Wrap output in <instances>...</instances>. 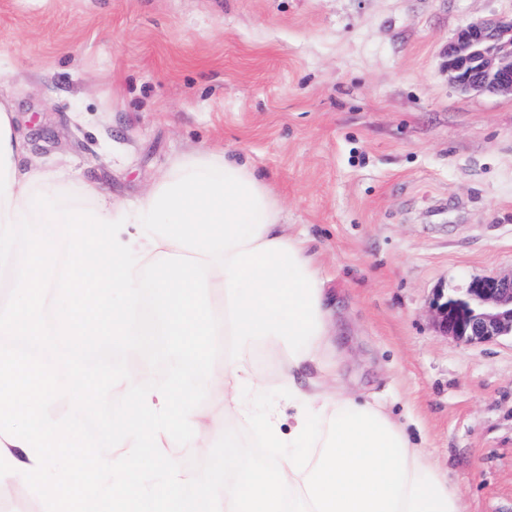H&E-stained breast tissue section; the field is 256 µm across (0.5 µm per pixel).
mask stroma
Here are the masks:
<instances>
[{
	"mask_svg": "<svg viewBox=\"0 0 512 512\" xmlns=\"http://www.w3.org/2000/svg\"><path fill=\"white\" fill-rule=\"evenodd\" d=\"M512 0H0V102L56 200L143 197L200 152L249 160L336 311V379L462 494L512 512V338L443 334L449 289L512 271V97L448 44Z\"/></svg>",
	"mask_w": 512,
	"mask_h": 512,
	"instance_id": "35a3bbf8",
	"label": "stroma"
}]
</instances>
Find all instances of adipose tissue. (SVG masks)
I'll return each mask as SVG.
<instances>
[{"label": "adipose tissue", "instance_id": "ef3b65f1", "mask_svg": "<svg viewBox=\"0 0 512 512\" xmlns=\"http://www.w3.org/2000/svg\"><path fill=\"white\" fill-rule=\"evenodd\" d=\"M26 153L27 143L14 133L12 113L1 103L0 278L7 281L10 296L0 302V336L39 335L49 305L56 326L75 345L98 335L93 320L101 313L111 318L113 344L123 345L128 320L141 300L144 265L164 253H178V246L162 238L152 244L127 231L138 208L151 203L148 194L138 205L116 207L97 183L87 182L83 190L99 200V207L58 211L53 192L68 178V171L23 169L19 160ZM201 159L233 168L255 184L267 217L260 243L291 246L305 273L319 277L305 239L283 232L279 201L254 167L220 155L205 153ZM36 183L42 186V195L32 192ZM56 223L63 224L70 244L68 271L60 278L48 274L55 249L51 237L36 230L26 249L16 244L19 225ZM316 292L322 329L309 351L295 361L281 339H266L281 358L280 375L288 384L292 413L283 425L275 411H267L258 426L267 447L284 449V473L290 485L299 488L307 512H463L458 489L439 475L384 406L358 399L333 383L332 311L327 288L318 286ZM257 345V340H248L241 360L220 364L207 383L224 399L225 422H248L249 400L262 393L263 380L250 361ZM312 368L317 376L306 386L297 385V373Z\"/></svg>", "mask_w": 512, "mask_h": 512}]
</instances>
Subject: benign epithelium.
Returning <instances> with one entry per match:
<instances>
[{"mask_svg": "<svg viewBox=\"0 0 512 512\" xmlns=\"http://www.w3.org/2000/svg\"><path fill=\"white\" fill-rule=\"evenodd\" d=\"M448 72L464 92L512 95V17L463 27L448 44ZM437 311L443 332L459 342L512 337V273L473 279Z\"/></svg>", "mask_w": 512, "mask_h": 512, "instance_id": "1", "label": "benign epithelium"}]
</instances>
